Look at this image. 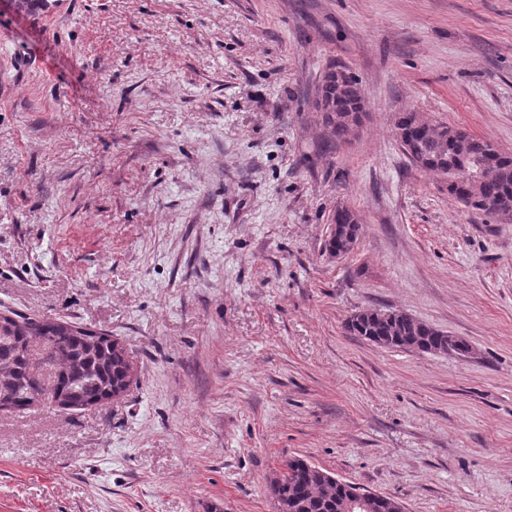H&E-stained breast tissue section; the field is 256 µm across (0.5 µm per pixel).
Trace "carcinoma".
I'll return each instance as SVG.
<instances>
[{
	"instance_id": "1",
	"label": "carcinoma",
	"mask_w": 512,
	"mask_h": 512,
	"mask_svg": "<svg viewBox=\"0 0 512 512\" xmlns=\"http://www.w3.org/2000/svg\"><path fill=\"white\" fill-rule=\"evenodd\" d=\"M14 8L36 15L48 0H13ZM318 108L332 137L343 140L353 130L342 116L364 108L359 81L345 66L330 67L319 87ZM408 159L420 169L448 176L451 170L481 173L478 193L466 199L464 190L448 183V195L472 212L507 217L512 213V153L493 152L492 143L466 130L441 124L423 136L410 134ZM326 247L344 256L357 242L356 213L336 208L330 220ZM346 330L383 348L468 356V343L419 321L400 310L364 309L347 322ZM128 359L111 336L66 321L23 318L0 313V411H25L37 403L61 410L101 407L128 387ZM286 469L274 477L267 492L276 510L288 512H345L358 487L332 481L329 471L300 456L280 460Z\"/></svg>"
}]
</instances>
